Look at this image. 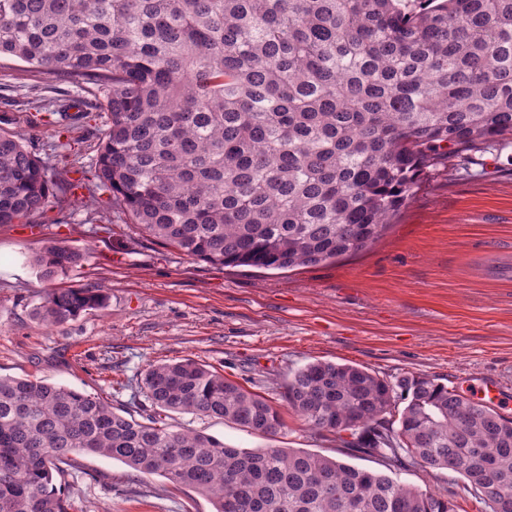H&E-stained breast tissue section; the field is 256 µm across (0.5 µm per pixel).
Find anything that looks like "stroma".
Here are the masks:
<instances>
[{"instance_id":"1","label":"stroma","mask_w":512,"mask_h":512,"mask_svg":"<svg viewBox=\"0 0 512 512\" xmlns=\"http://www.w3.org/2000/svg\"><path fill=\"white\" fill-rule=\"evenodd\" d=\"M0 99V128L48 153L50 127L35 111ZM424 170L414 197L370 247L333 263L265 271L192 260L146 240L123 221L61 223L49 208L36 227L0 225V376H37L101 394L139 413L148 364L190 358L236 381L265 375L285 386L313 361L352 364L393 381L424 375L471 392L493 380L512 396V145L473 151ZM59 239L91 258L45 279L35 252ZM106 287L104 308L60 324L33 317L53 289ZM273 443L302 448L451 499L456 512L482 506L457 474L397 469L341 448L291 411ZM171 422L240 448L271 441L220 420L173 415ZM86 475L65 495L79 512H212L208 498L164 477L135 476L123 464L82 456Z\"/></svg>"}]
</instances>
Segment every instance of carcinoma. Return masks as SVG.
Listing matches in <instances>:
<instances>
[{
	"label": "carcinoma",
	"mask_w": 512,
	"mask_h": 512,
	"mask_svg": "<svg viewBox=\"0 0 512 512\" xmlns=\"http://www.w3.org/2000/svg\"><path fill=\"white\" fill-rule=\"evenodd\" d=\"M0 0V56L51 154L0 129V225L80 206L223 266L317 265L373 243L427 167L512 144V0ZM106 117L96 141L68 138ZM91 155L85 163L83 158ZM71 173L81 177L72 179ZM89 252L52 241V279ZM99 284L34 309L63 323L104 308ZM146 420L42 378L0 376V512H70L79 457L119 461L208 498L214 512H456L448 498L301 448H235L168 422L282 433L266 396L197 360L151 363ZM311 430L392 467L460 475L484 512H512V418L422 376L391 383L312 362L285 386Z\"/></svg>",
	"instance_id": "carcinoma-1"
}]
</instances>
